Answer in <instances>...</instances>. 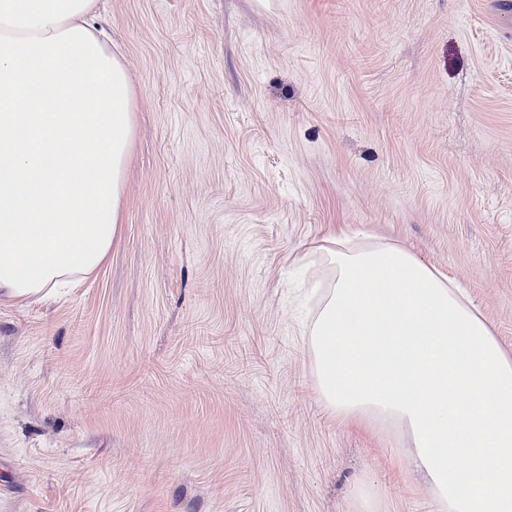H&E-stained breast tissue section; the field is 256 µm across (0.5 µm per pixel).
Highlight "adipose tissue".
<instances>
[{"mask_svg":"<svg viewBox=\"0 0 512 512\" xmlns=\"http://www.w3.org/2000/svg\"><path fill=\"white\" fill-rule=\"evenodd\" d=\"M18 2L0 0V290L27 298L111 253L132 91L94 0ZM320 263L321 407L403 430L438 512H512V357L465 291L392 241L330 239Z\"/></svg>","mask_w":512,"mask_h":512,"instance_id":"obj_1","label":"adipose tissue"}]
</instances>
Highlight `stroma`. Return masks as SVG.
<instances>
[{"mask_svg": "<svg viewBox=\"0 0 512 512\" xmlns=\"http://www.w3.org/2000/svg\"><path fill=\"white\" fill-rule=\"evenodd\" d=\"M97 22L133 91L122 223L78 287L0 292V512H437L400 429L320 406L296 262L395 241L512 355V5L99 0Z\"/></svg>", "mask_w": 512, "mask_h": 512, "instance_id": "stroma-1", "label": "stroma"}]
</instances>
